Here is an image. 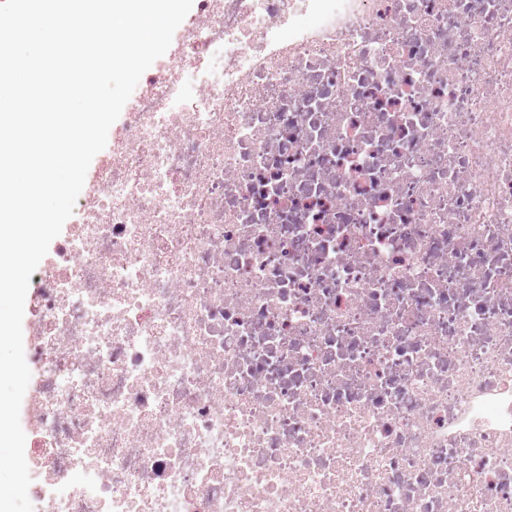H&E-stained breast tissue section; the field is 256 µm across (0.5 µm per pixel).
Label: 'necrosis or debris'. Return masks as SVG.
<instances>
[{"label":"necrosis or debris","instance_id":"obj_1","mask_svg":"<svg viewBox=\"0 0 512 512\" xmlns=\"http://www.w3.org/2000/svg\"><path fill=\"white\" fill-rule=\"evenodd\" d=\"M34 277L43 512H512V0H198Z\"/></svg>","mask_w":512,"mask_h":512}]
</instances>
